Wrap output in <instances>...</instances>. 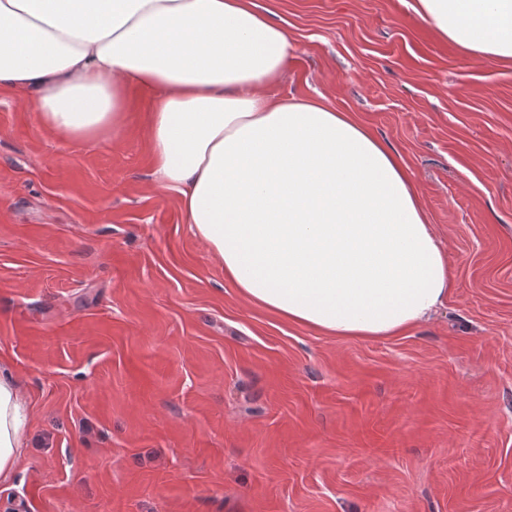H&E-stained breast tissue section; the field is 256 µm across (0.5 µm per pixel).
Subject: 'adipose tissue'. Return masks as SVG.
Segmentation results:
<instances>
[{
  "instance_id": "adipose-tissue-1",
  "label": "adipose tissue",
  "mask_w": 512,
  "mask_h": 512,
  "mask_svg": "<svg viewBox=\"0 0 512 512\" xmlns=\"http://www.w3.org/2000/svg\"><path fill=\"white\" fill-rule=\"evenodd\" d=\"M461 52L512 62V0H413ZM291 44L254 0H0V87L43 127L120 136L128 84L159 89L155 174L251 302L328 335L397 336L448 297L411 175L350 113L275 100ZM27 407L0 368V476Z\"/></svg>"
}]
</instances>
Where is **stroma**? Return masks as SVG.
Instances as JSON below:
<instances>
[{"label": "stroma", "instance_id": "1", "mask_svg": "<svg viewBox=\"0 0 512 512\" xmlns=\"http://www.w3.org/2000/svg\"><path fill=\"white\" fill-rule=\"evenodd\" d=\"M277 99L353 113L448 260L426 323L340 338L245 299L154 183L156 89L122 136L0 89V366L30 410L0 512H512V62L409 0H256Z\"/></svg>", "mask_w": 512, "mask_h": 512}]
</instances>
